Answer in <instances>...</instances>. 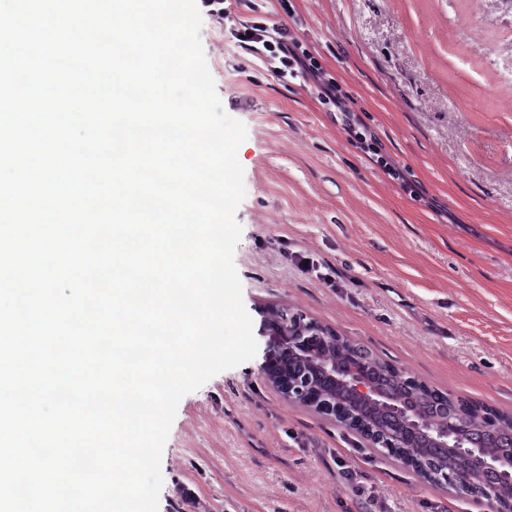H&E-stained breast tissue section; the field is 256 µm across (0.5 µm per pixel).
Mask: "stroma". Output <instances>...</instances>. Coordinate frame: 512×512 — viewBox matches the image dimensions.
Returning <instances> with one entry per match:
<instances>
[{
    "label": "stroma",
    "instance_id": "obj_1",
    "mask_svg": "<svg viewBox=\"0 0 512 512\" xmlns=\"http://www.w3.org/2000/svg\"><path fill=\"white\" fill-rule=\"evenodd\" d=\"M227 0L204 16L215 93L244 123L234 252L256 356L185 395L158 512H490L288 402L264 378L271 310L303 312L431 391L512 413V10L485 0ZM287 22L414 199L349 142L339 113L240 22Z\"/></svg>",
    "mask_w": 512,
    "mask_h": 512
}]
</instances>
